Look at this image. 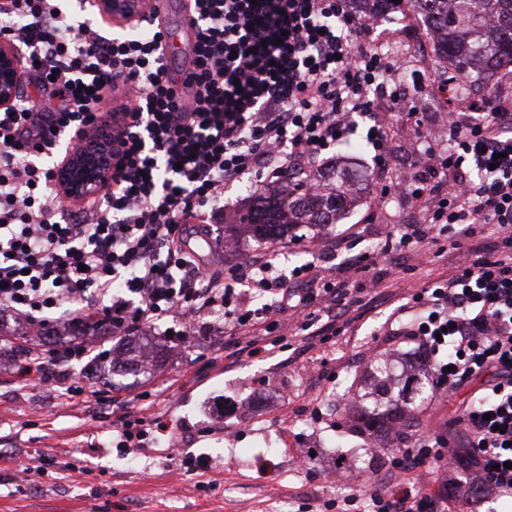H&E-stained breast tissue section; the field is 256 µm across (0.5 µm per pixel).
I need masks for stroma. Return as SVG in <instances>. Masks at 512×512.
<instances>
[{"mask_svg": "<svg viewBox=\"0 0 512 512\" xmlns=\"http://www.w3.org/2000/svg\"><path fill=\"white\" fill-rule=\"evenodd\" d=\"M344 170L357 175L358 192L333 224L290 228L271 242L274 251L288 250L290 264L316 260L335 268L336 277L362 286L368 278L381 281L382 303L339 336L307 347L302 335H289L287 351L244 359L232 371L214 366L224 351L220 336H198L191 344L154 336L158 361L150 372L128 365L103 373L73 364L86 382L101 386L123 384L139 396L148 419L170 425L165 440H147L144 447L124 448L112 432L117 414L111 405L64 399L49 386H32L22 374L20 347L34 338L25 324L0 317V512H340L345 496L358 500L350 512H364L370 491L367 476L383 481L396 451L369 453L366 437L357 433L356 409L330 411L323 394L371 390L367 351L391 357L395 373L423 364L416 344L403 342L391 330L393 313L406 293L448 275L461 259L449 239H440L439 255L415 267L396 266L383 254L385 221L415 224L422 217L412 207L388 200L383 217H371L372 202L386 174L372 151H337L328 173ZM359 224L363 232L349 243L351 254L366 256L368 269L356 272L342 259L321 250L322 239ZM243 236V251L224 256L205 248V262L221 266L223 259L242 263L258 247L246 225L215 224L213 240ZM362 298H370L364 290ZM232 399L238 412L219 414L218 402ZM288 430L291 448L282 455L274 476L259 465L264 453L262 432ZM57 456L60 466L35 475L29 485L9 481L19 466L37 465L40 456ZM203 459V468L187 471L185 456ZM357 459L361 479L346 491L333 489L330 474L337 460Z\"/></svg>", "mask_w": 512, "mask_h": 512, "instance_id": "stroma-1", "label": "stroma"}]
</instances>
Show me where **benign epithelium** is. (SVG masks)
Masks as SVG:
<instances>
[{
	"instance_id": "benign-epithelium-1",
	"label": "benign epithelium",
	"mask_w": 512,
	"mask_h": 512,
	"mask_svg": "<svg viewBox=\"0 0 512 512\" xmlns=\"http://www.w3.org/2000/svg\"><path fill=\"white\" fill-rule=\"evenodd\" d=\"M98 14L118 26L137 17L147 8V0H90ZM24 59L18 46L0 41V111L12 110L24 79ZM82 147L68 153L67 161L54 169V182L61 196L82 201L99 196L112 177L117 159V141L98 139L90 131L80 136Z\"/></svg>"
}]
</instances>
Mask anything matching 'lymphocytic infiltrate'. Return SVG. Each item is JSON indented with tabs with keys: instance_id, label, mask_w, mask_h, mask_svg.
<instances>
[{
	"instance_id": "f902f5d3",
	"label": "lymphocytic infiltrate",
	"mask_w": 512,
	"mask_h": 512,
	"mask_svg": "<svg viewBox=\"0 0 512 512\" xmlns=\"http://www.w3.org/2000/svg\"><path fill=\"white\" fill-rule=\"evenodd\" d=\"M63 0H7L0 37L25 50L34 81L12 111H0V312L46 327L62 306L80 304L88 324L107 318L116 332H155L171 323L180 340L227 335L249 355L286 348L289 322L327 340L354 305L332 269L290 268L254 250L215 271L187 240L191 226L225 215L227 192L292 173L305 190L326 152L364 117L379 157L389 148L390 115L426 94L383 90L397 70L369 38L372 19L343 0H192L196 32L183 79L173 75L164 34L130 24L106 37ZM119 115L121 154L101 198L70 207L53 187L54 166L75 136L102 130L105 99ZM449 149L419 155L389 180L381 199L418 209V224H390L386 251L425 260L439 237L467 248L483 225L496 240L472 249L455 273L417 289L397 308V335L428 359L438 399L468 398L447 434L422 433L404 449L389 489L372 490L374 512H447L442 493L419 496L410 483L425 459L470 457L466 479L512 499V90L495 87L467 112L448 114ZM39 383L62 397L86 396L122 408L121 446L145 440L144 420L118 389L75 381L69 369L112 361L103 344L72 341L21 348Z\"/></svg>"
}]
</instances>
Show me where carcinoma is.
Instances as JSON below:
<instances>
[{
	"instance_id": "1",
	"label": "carcinoma",
	"mask_w": 512,
	"mask_h": 512,
	"mask_svg": "<svg viewBox=\"0 0 512 512\" xmlns=\"http://www.w3.org/2000/svg\"><path fill=\"white\" fill-rule=\"evenodd\" d=\"M361 14H382L398 4L393 0H356ZM437 34V45L450 60L467 85L488 83L502 61L512 62V0H409ZM345 199L336 197L297 196L283 188L269 196L257 198L240 215L239 223L252 226L262 237L277 240L293 224H334L343 210ZM291 219L281 222L282 210ZM431 387L420 383L408 398L384 402L385 411L398 410L410 416L428 399Z\"/></svg>"
}]
</instances>
